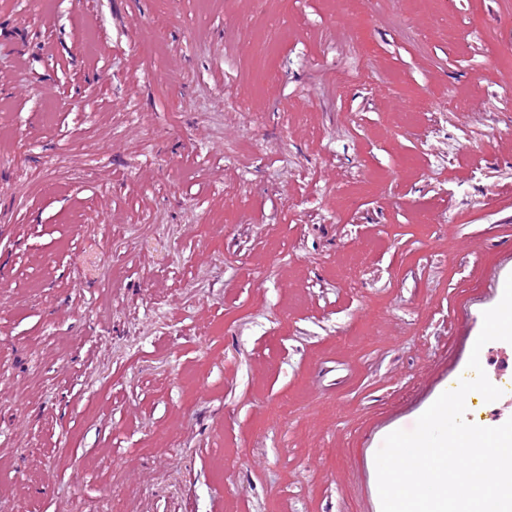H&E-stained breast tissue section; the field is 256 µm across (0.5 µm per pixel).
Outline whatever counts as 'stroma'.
<instances>
[{"mask_svg": "<svg viewBox=\"0 0 512 512\" xmlns=\"http://www.w3.org/2000/svg\"><path fill=\"white\" fill-rule=\"evenodd\" d=\"M508 48L512 0H0V512H381L512 274Z\"/></svg>", "mask_w": 512, "mask_h": 512, "instance_id": "1", "label": "stroma"}]
</instances>
